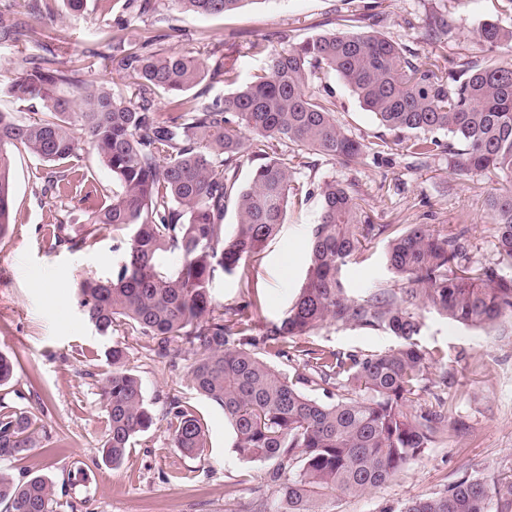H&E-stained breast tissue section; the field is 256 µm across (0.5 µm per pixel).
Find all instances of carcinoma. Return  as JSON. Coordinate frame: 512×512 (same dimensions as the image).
<instances>
[{"mask_svg":"<svg viewBox=\"0 0 512 512\" xmlns=\"http://www.w3.org/2000/svg\"><path fill=\"white\" fill-rule=\"evenodd\" d=\"M253 0H172L185 12L214 16L236 12ZM56 0H28L27 13L55 17ZM343 15L340 29L293 42L286 34L252 44L267 54L263 73L236 83V63L217 58L206 69L178 52L150 50L158 30L139 34V48H126L127 25L119 19L99 32L117 62L129 92L82 79L81 64L59 67L56 56L22 55L14 77L0 83L21 103L38 104L37 117L0 112V240L13 223L10 157L21 147L54 166L49 188L70 182L73 160L85 142L112 171L118 191L112 201L85 216V231L73 236L56 226V241L80 248L94 226L128 229L127 259L111 279L88 281L81 294L89 321L102 334L117 322L156 340L154 353L169 356L184 339L195 346L190 366L195 390L224 410L235 429L240 459L272 465L274 497L257 512H330L336 497L359 496L405 469L447 427L439 411L412 407L423 389L428 361L419 343L421 312L429 309L470 328L491 330L512 319V63L448 61L436 54H409L376 32L355 29ZM35 27L0 13V39L27 40ZM490 46L512 47V27L487 21L478 30ZM331 75L357 96L363 108L396 135L364 143L336 123L332 102L310 91ZM237 84L223 97L201 101L181 94L204 80ZM169 95L172 112L161 118L156 96ZM446 131L460 147L433 136ZM287 141L300 161L306 154L355 159L366 152L402 151L425 158L443 151L462 174L491 175L508 185L491 197L496 239L491 264H470L460 233L409 224L387 241L393 280L352 297L339 280L341 268L361 249L366 235L389 225L362 224L360 204L336 181L320 186L321 212L311 231L305 277L285 317L258 341L251 335L255 301L248 299L224 318L210 281L215 266L227 273L253 257L284 223L290 201L301 203L303 187L288 157L275 153ZM252 163L246 184L241 163ZM234 200L233 231L224 233V211ZM177 250L176 273L157 270L161 251ZM383 330L398 345L380 353L308 349L310 375L291 377L258 355V345L286 356L287 340L307 336L325 322ZM127 352L112 347V373L102 379L106 413L105 462L118 466L134 439L155 415L139 378L125 369ZM311 383L323 397L304 393ZM41 409L0 403V460L22 461L46 432ZM174 447L189 454L207 445L192 409L172 397L161 409ZM5 512H56L53 483L34 475L16 480L0 472ZM399 512H512V476L465 479L430 497L412 499Z\"/></svg>","mask_w":512,"mask_h":512,"instance_id":"carcinoma-1","label":"carcinoma"}]
</instances>
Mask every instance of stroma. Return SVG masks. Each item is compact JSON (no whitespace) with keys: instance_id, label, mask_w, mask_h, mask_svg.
Masks as SVG:
<instances>
[{"instance_id":"obj_1","label":"stroma","mask_w":512,"mask_h":512,"mask_svg":"<svg viewBox=\"0 0 512 512\" xmlns=\"http://www.w3.org/2000/svg\"><path fill=\"white\" fill-rule=\"evenodd\" d=\"M56 8L58 20L40 24L41 39L0 40V82L11 77L23 52L51 51L65 64L88 58L97 47V31L118 16L129 19L126 35L132 43L141 28L164 18L156 51L182 52L208 67L222 56L235 60L244 81L266 66L265 56L250 48L259 35L285 33L299 42L336 30L342 14L354 16L359 29L380 32L418 54L439 45L445 55L464 62L492 55L512 61V48L490 46L478 36L489 20L512 25L505 0H252L237 13L206 17L180 12L171 0H112L107 7L86 0L78 13L58 0ZM440 13L451 29L442 41L431 35ZM324 84L336 121L349 136L367 143L393 139L339 79L332 76ZM80 155L70 184L46 194L47 165L24 149L12 152L14 222L0 240V352L15 361L7 402L19 408L42 405L47 437L27 459L0 469L17 478L36 473L51 479L57 512H251L252 505L273 496L269 467L237 456L223 409L193 388L192 345L173 342L171 357L157 358L149 337L122 323L111 334H99L80 306L82 284L111 279L126 258L128 241L126 230L103 226L82 248L56 242V224L66 222L73 233H82L85 213L111 201L117 188L89 147ZM294 177L309 190L307 201L289 204L279 233L257 256L231 274L216 269L210 283L215 304L224 310L238 305L245 286H252L255 335L279 323L298 294L320 212L316 189L327 180L348 186L371 224L444 227L464 233L472 262L495 257L487 199L500 185L486 175H459L448 153L428 159L399 151L354 160L312 155ZM386 243V235H369L357 257L343 266L339 278L349 294L390 281ZM419 342L442 356L451 376L435 394L415 398L419 404L441 398L448 418L444 434L382 487L337 498L333 512H399L408 499L433 496L467 478L512 475V321L487 334L427 311ZM116 343L126 347V367L140 379L147 402L159 405L177 397L201 418L207 435L202 454L189 456L175 448L159 420L137 438L119 468L104 462L100 387ZM396 344L388 333L332 322L293 346L349 352L384 351Z\"/></svg>"}]
</instances>
